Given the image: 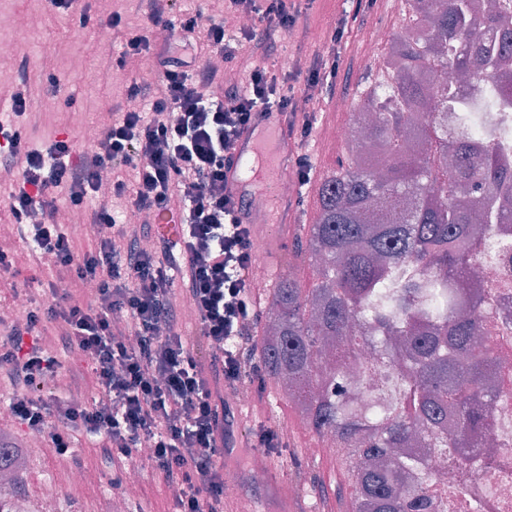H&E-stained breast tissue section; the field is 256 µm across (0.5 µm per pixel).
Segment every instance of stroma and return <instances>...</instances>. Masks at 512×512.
<instances>
[{
    "mask_svg": "<svg viewBox=\"0 0 512 512\" xmlns=\"http://www.w3.org/2000/svg\"><path fill=\"white\" fill-rule=\"evenodd\" d=\"M92 18L87 25H80L75 12L55 11L46 0H0V12L12 15L17 23L38 18V35L42 41L56 44L59 55L51 67L41 66L35 59H28V75L31 83L33 106H40L48 97L54 98L53 110L42 113L36 125L25 128L28 141L42 145L56 137L67 136L77 145H84L85 126H97L102 122L113 102L123 98L132 77L140 76V69L129 66L119 74L102 71L98 66L97 47L105 40L99 26L101 17L120 14L124 24L139 27L142 18L130 0H93ZM309 37L304 43L293 39L283 40L276 53L265 62L269 71L278 79H286L290 64L310 62L323 49L329 48V33L343 12L352 10L351 0H304ZM408 11L407 0H374L361 10L356 21L350 22L341 43L342 57L347 65L336 79V93L321 97L315 107L313 131L308 150L314 164L310 183L297 196L300 209L299 222L294 232H301L303 225L314 223L317 218V186L323 178L332 174L346 150L328 136L330 127L347 123L351 115L338 111L335 102L348 97L360 100L369 86L383 76L382 68H366L362 65L365 41L369 32L379 26L395 27L402 23ZM82 60L81 73H74L71 63ZM81 114L84 125L74 124L73 114ZM246 427L261 423L284 426L288 429V442L273 452L278 464L273 485L260 489L253 483L240 487L241 493L253 502H266L274 508L287 507L288 512H348L353 488L344 478L332 457H314L308 450L317 446L318 436L306 425L288 397L276 390L270 382L255 386L252 400L242 407ZM9 438L15 445L28 449V467L24 472L26 502L30 512H106L108 479L111 465L105 464L99 454L96 441L83 432L73 435V455L81 469L96 472L97 479L87 485L79 498L67 492L66 471L59 469L56 454L48 436H41L39 448H30V434L20 425L8 426ZM296 479L300 493L293 500H286L281 487L288 479ZM55 484L60 494L53 501L43 500L36 492L38 485Z\"/></svg>",
    "mask_w": 512,
    "mask_h": 512,
    "instance_id": "stroma-1",
    "label": "stroma"
}]
</instances>
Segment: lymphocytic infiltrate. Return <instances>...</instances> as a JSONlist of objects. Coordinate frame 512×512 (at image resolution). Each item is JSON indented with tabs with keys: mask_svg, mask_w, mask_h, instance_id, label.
<instances>
[{
	"mask_svg": "<svg viewBox=\"0 0 512 512\" xmlns=\"http://www.w3.org/2000/svg\"><path fill=\"white\" fill-rule=\"evenodd\" d=\"M146 25L128 35L120 15L102 19L110 38L121 40L124 66L131 56L151 57L157 81H132L126 97L149 103L146 112L127 109L100 123L91 146L80 149L67 137L43 147L24 139L20 120L28 108V75L17 66L12 110L0 118V184L10 186L5 210L22 240L51 258L45 299L25 321L0 336V368L13 385L9 413L29 433H50L58 453H68L71 433L83 430L98 441L112 463L111 486L122 484L136 450L140 460L172 492L171 512H224V440L231 411L220 387L262 375L249 325L256 317L253 296L255 235L242 223L243 202L228 189L224 169L235 145L259 113L288 116L295 145L292 168L306 185L313 164L305 146L312 131L299 105L334 88L338 46L345 34L337 23L328 56L295 67L290 84L265 68L240 71L247 57L271 55L285 34H306L294 0H228L232 12L220 19L187 17L163 44L150 27L174 13L178 0H139ZM255 19L240 43L226 31L240 16ZM224 58L223 67L210 63ZM24 157L23 170L13 161ZM112 194L100 193L102 173ZM127 199L137 224L117 221L115 200ZM83 208L86 220L107 228L91 251H77L71 234L55 220L60 201ZM180 211V244L143 242L149 218ZM92 290V301L76 291ZM193 313L195 339L179 328L181 306ZM169 327L167 335L158 325ZM209 352L195 356L194 341ZM77 352L88 365L93 396L57 397L47 383L62 352Z\"/></svg>",
	"mask_w": 512,
	"mask_h": 512,
	"instance_id": "obj_1",
	"label": "lymphocytic infiltrate"
}]
</instances>
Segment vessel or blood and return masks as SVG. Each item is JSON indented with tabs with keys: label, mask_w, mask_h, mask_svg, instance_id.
I'll use <instances>...</instances> for the list:
<instances>
[{
	"label": "vessel or blood",
	"mask_w": 512,
	"mask_h": 512,
	"mask_svg": "<svg viewBox=\"0 0 512 512\" xmlns=\"http://www.w3.org/2000/svg\"><path fill=\"white\" fill-rule=\"evenodd\" d=\"M293 147L288 136V121L278 113L256 122L242 134L233 163L226 168L225 175L234 195L245 202L242 212L244 222L257 227L264 224L265 214L261 203L274 199L278 202L279 223H292L294 210L287 199L279 197L277 187ZM155 227L161 237L171 242H179L182 236V223L178 215L168 212L159 214Z\"/></svg>",
	"instance_id": "vessel-or-blood-1"
}]
</instances>
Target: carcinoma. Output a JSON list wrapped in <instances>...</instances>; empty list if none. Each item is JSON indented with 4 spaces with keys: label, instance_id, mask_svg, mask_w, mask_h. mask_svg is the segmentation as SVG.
Returning a JSON list of instances; mask_svg holds the SVG:
<instances>
[{
    "label": "carcinoma",
    "instance_id": "obj_1",
    "mask_svg": "<svg viewBox=\"0 0 512 512\" xmlns=\"http://www.w3.org/2000/svg\"><path fill=\"white\" fill-rule=\"evenodd\" d=\"M407 20L423 36L400 46L388 68V93L360 106L376 113L369 138L381 145L419 124L422 136L448 146L451 126L474 112H506L512 102L497 77L512 70V0L479 15L473 0H409ZM488 33L476 45L475 28ZM472 66L489 88L477 101L460 97L454 72ZM453 125H448V120ZM319 215L297 236L293 257L319 273L308 292L292 278L271 288V312L259 319V359L267 379L298 386V409L317 435L332 431L354 478L350 512H429L426 488L403 489L389 470L399 448L420 444L475 458L492 432L495 406L509 391L487 370L512 323L493 315L488 298L512 292L468 279L484 235L512 233V163L493 139L459 136L452 167L421 155L347 154L318 189ZM336 341L346 357L378 346L364 367L390 397L376 414L354 404L343 366L321 371L323 346ZM23 453L0 446V473Z\"/></svg>",
    "mask_w": 512,
    "mask_h": 512
}]
</instances>
